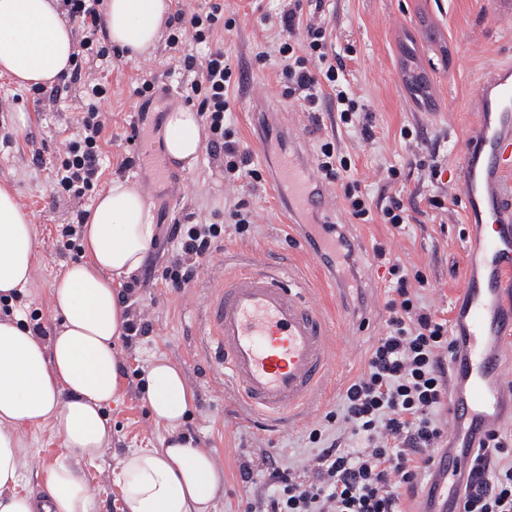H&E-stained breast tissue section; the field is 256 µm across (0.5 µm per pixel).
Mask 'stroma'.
Returning a JSON list of instances; mask_svg holds the SVG:
<instances>
[{
    "mask_svg": "<svg viewBox=\"0 0 512 512\" xmlns=\"http://www.w3.org/2000/svg\"><path fill=\"white\" fill-rule=\"evenodd\" d=\"M287 7L288 0H224V16L234 19L235 26L223 32L218 45L247 79L230 93L231 122L254 168L264 176L259 183L225 181L220 162L205 153L193 168L170 164L165 177L157 178L155 166L162 157L154 145L164 134L167 112L183 106L182 89L191 80L190 73L172 59L165 41H158L144 56H122L95 69L94 78L112 87L109 125L100 143L98 189L80 196L59 192L53 169L65 139L77 132L82 84L61 78L56 102L44 106L29 88L0 77V138H12L8 145L0 141V183L16 191L29 214L36 248L33 277L13 300V315L26 321L38 317L46 331H54L56 321L49 308L52 284L69 265L85 259L84 253L58 242L57 229L71 223L77 212L90 210L98 191L107 190L113 179L144 187L156 224V241L136 274L140 286L129 298L131 313L148 321L152 331L137 342L117 345L127 374L119 401L109 409L112 445L101 459L83 465L97 489L92 512H124L116 483L118 460L128 452L162 445L166 432L151 418L136 375L154 357L179 363L194 390L184 428L214 449L224 469V494L213 512H244L249 502L267 491L259 470L264 455H273L283 467H301L318 451L308 439L311 431L320 430L331 440L348 439L327 417L340 411L345 387L363 372L371 346L385 330L388 274L373 259L374 243H383L407 269L427 278L429 286L422 296L431 310L448 319L454 316L468 275L466 250L475 244L477 232L464 216L460 173L453 159L477 120V82L486 70L512 61V0H325L320 19L336 38L350 90L368 107L373 131L369 139L360 129L344 127L330 104H322L313 117L281 97L278 60L272 52L282 35L276 17ZM406 43L416 48L429 80L428 100L415 99L402 79ZM263 51L269 58L261 66L256 57ZM149 70L164 75L168 90L147 105L134 95L132 83ZM255 99L266 106L256 118L251 115ZM19 111L28 115L22 129L14 123ZM135 125L150 146L143 157L130 147ZM261 127L278 128L284 139L303 140L309 163H316L320 146L327 141L335 142L346 156L348 167L339 180L327 185L325 209L316 220L341 225L343 232L363 244L352 276L371 303L367 327L347 321L335 288L314 269L300 230L287 222L288 200L275 193L269 181L276 158L262 156L255 143ZM433 155L442 165V175H432L424 166ZM391 167L398 172L392 185L385 180ZM348 184L358 185L376 204L399 197L410 215L402 232L350 216L343 201ZM434 196L443 197L444 208H430L428 201ZM239 202L247 203L254 215L251 231L244 235L225 221L229 209ZM178 222L220 224L224 235L219 252L201 266L193 283L177 292L166 286L162 275L176 257V245L166 233ZM270 255L307 279L311 297L329 316L334 329L331 341L341 352L328 374L325 392L300 423L283 429L260 422L240 402L232 386L225 384L214 350L203 335L207 286L223 273L225 258L244 261ZM60 456L48 428L24 431L20 489L39 491ZM245 462L257 468L248 482L239 473Z\"/></svg>",
    "mask_w": 512,
    "mask_h": 512,
    "instance_id": "obj_1",
    "label": "stroma"
}]
</instances>
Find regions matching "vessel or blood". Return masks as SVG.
Listing matches in <instances>:
<instances>
[{
  "label": "vessel or blood",
  "instance_id": "1",
  "mask_svg": "<svg viewBox=\"0 0 512 512\" xmlns=\"http://www.w3.org/2000/svg\"><path fill=\"white\" fill-rule=\"evenodd\" d=\"M478 122L457 156L467 221L493 227L483 236L479 266L471 268L455 312L448 358L452 377V442L436 458L417 512H456L449 486L467 479L471 451L503 416L512 394L498 384L502 337L512 335V63L484 73L477 86ZM276 186L288 189L292 215L321 209L325 190L294 152L279 153ZM308 252L319 270L342 277L343 252L361 246L332 226L308 227ZM307 285L273 261L245 264L209 289L206 336L224 379L255 415L286 422L322 390L332 358L331 330L322 309L305 297Z\"/></svg>",
  "mask_w": 512,
  "mask_h": 512
}]
</instances>
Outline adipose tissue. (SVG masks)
I'll return each mask as SVG.
<instances>
[{
    "label": "adipose tissue",
    "mask_w": 512,
    "mask_h": 512,
    "mask_svg": "<svg viewBox=\"0 0 512 512\" xmlns=\"http://www.w3.org/2000/svg\"><path fill=\"white\" fill-rule=\"evenodd\" d=\"M169 12L170 0H105L108 39L142 54L158 42ZM74 50L73 29L58 0H0L1 76L20 85H53L69 73ZM202 145L197 112H168L164 137L155 145L167 161L192 167ZM155 232L144 189L113 180L84 229L87 260L70 265L51 288L59 320L53 335L42 338L18 317H0V512H90L95 489L79 464L110 446L108 408L122 391L114 344L127 317L114 284L141 268ZM35 260L30 221L14 193L0 185V298L25 288ZM142 388L167 436L163 447L120 459L126 512H211L224 490V473L214 453L182 429L194 396L180 367L155 358ZM37 426L53 431L63 454L35 496L16 487L20 435Z\"/></svg>",
    "instance_id": "1"
}]
</instances>
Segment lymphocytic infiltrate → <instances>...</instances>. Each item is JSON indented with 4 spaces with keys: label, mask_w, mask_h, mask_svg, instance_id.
<instances>
[{
    "label": "lymphocytic infiltrate",
    "mask_w": 512,
    "mask_h": 512,
    "mask_svg": "<svg viewBox=\"0 0 512 512\" xmlns=\"http://www.w3.org/2000/svg\"><path fill=\"white\" fill-rule=\"evenodd\" d=\"M77 31L85 58L75 65L74 80L84 83L86 101L77 119L78 131L65 143V157L55 170L57 186L77 195L97 187L100 179V142L107 127L103 103L108 85L83 80V69H94L109 58L103 0H63ZM176 32L166 46L192 80L184 88L187 104L196 106L208 128L207 147L221 161L227 180L261 182L251 155L241 148L233 129L224 124L231 109L228 91L237 79L232 60L213 45L219 31L231 28L224 18V0H208L203 11L177 7L170 17ZM286 37L277 50L282 96L299 102L304 111H317L321 96L335 104L343 124L355 123L359 103L339 76L332 34L317 19L304 15L294 0L279 17ZM208 44L201 57L185 52L186 41ZM222 229L217 224H175L170 239L180 246L165 281L181 290L194 281L198 268L218 249ZM389 274L396 284L386 303V331L372 345L366 366L346 388L335 420L355 439L352 448L333 443L320 447V432L309 435L319 450L308 474L278 466L272 455L263 465L273 487L247 512H400L404 495L414 490L418 475L429 470L439 454L443 426L438 418L448 401L445 361L452 343L448 322L422 306L410 282H423L399 264ZM458 512H512V435L494 429L476 449L468 479L457 500Z\"/></svg>",
    "instance_id": "lymphocytic-infiltrate-1"
}]
</instances>
